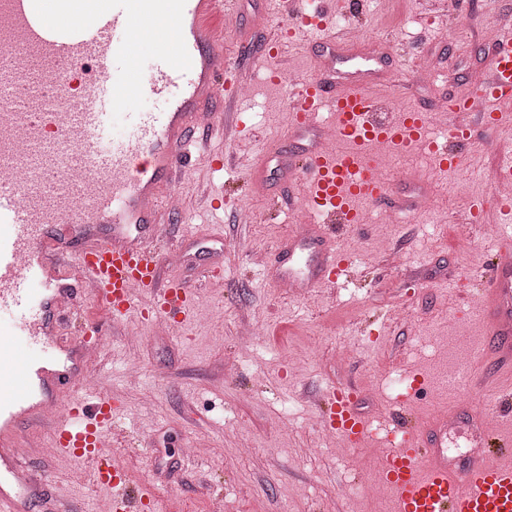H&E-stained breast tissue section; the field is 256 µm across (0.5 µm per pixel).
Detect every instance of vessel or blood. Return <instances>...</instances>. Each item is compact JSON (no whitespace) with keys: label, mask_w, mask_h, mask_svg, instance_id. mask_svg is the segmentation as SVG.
Here are the masks:
<instances>
[{"label":"vessel or blood","mask_w":512,"mask_h":512,"mask_svg":"<svg viewBox=\"0 0 512 512\" xmlns=\"http://www.w3.org/2000/svg\"><path fill=\"white\" fill-rule=\"evenodd\" d=\"M234 0H0V315L25 335L57 350L41 363L0 346V512H71L52 494L48 478L20 449L49 432L46 445L71 459L95 461L94 478L107 489L113 512H150L129 491L122 463L108 450L117 408L111 395L89 388L93 349L109 323L139 316L184 324L192 292L178 279L161 280L163 263L182 244L168 229L170 204L196 150L224 133L225 73L235 84L246 69L230 68L211 21ZM287 25L252 58L279 56L297 34H321L325 60L307 80L278 77L292 124L271 152L280 181L301 205L307 232L289 236L277 252L284 278L327 288L349 266L336 248V228L362 218L359 204L405 212L416 199L395 191L367 157L370 144L397 150L419 145L439 172L458 170L456 148L476 130L512 123V33L502 32L492 66L471 95L441 103L451 116L448 139L428 140L425 112L394 118L373 88L390 75L388 49L350 63L329 30L331 12L313 0H272ZM148 60L141 71L139 60ZM85 76V90L73 85ZM145 96L164 99L163 112H139ZM480 110H472V101ZM344 150L318 147L323 110ZM127 111L131 137L116 139L114 114ZM490 271L481 281L479 383L512 389V245L497 237ZM106 314L82 337L65 338L70 315L87 301ZM350 386L332 388L315 405L326 426L349 444L367 441L368 419ZM488 413L469 400L438 406L433 415L404 413L386 441L379 467L395 512H512V434L487 425ZM467 425L469 452L448 454V429Z\"/></svg>","instance_id":"1"}]
</instances>
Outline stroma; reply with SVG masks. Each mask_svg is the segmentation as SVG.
Masks as SVG:
<instances>
[{"label": "stroma", "instance_id": "35a3bbf8", "mask_svg": "<svg viewBox=\"0 0 512 512\" xmlns=\"http://www.w3.org/2000/svg\"><path fill=\"white\" fill-rule=\"evenodd\" d=\"M503 11L512 12V0H446L438 15L421 0H364L353 17L337 16L336 27L358 26L390 42L392 64L410 84L399 93L381 84L376 93L388 96L392 111L430 112L448 95L471 92L469 71L487 68L499 37L480 20ZM235 12L234 30L214 21L232 63L241 47L259 46L280 22L263 0H237ZM315 42L308 37L285 59L256 61L251 96L237 105L247 138L213 140L211 149L224 152L223 171L202 162L178 186L185 206L175 232L189 259L162 267L161 277L185 281L194 294L182 333L133 319L112 325L91 367L119 403L110 451L125 466L129 486L153 500V512H210L218 496L224 512H394L390 490L375 499L364 492L393 429L391 410L401 404L425 416L436 404L456 401L453 385L481 343L475 290L504 227L459 218L472 200L491 199L497 153L512 147V129L463 151L465 171L449 174L443 208L382 224L370 220L374 206L361 202L363 223L336 232L350 268L334 287L292 297L255 264V256L276 252L297 231L300 214L288 203L266 206V198L282 194L276 174L267 173L262 188L252 184L291 122L285 92L268 76L283 67L315 74ZM452 67L461 72L455 82L448 78ZM208 187L250 203L252 221L238 222L231 207L210 210L200 195ZM205 261L215 279L204 277ZM245 324L258 334L238 359ZM417 374L428 382L418 397L395 390V381ZM346 385L356 388L375 427L371 441L358 446L322 429L310 403L314 393ZM32 462L74 512H91L106 496L92 472L73 480L76 463L63 455L41 453Z\"/></svg>", "mask_w": 512, "mask_h": 512}]
</instances>
